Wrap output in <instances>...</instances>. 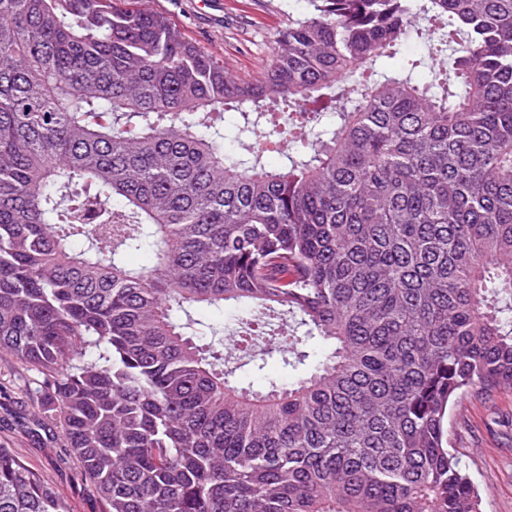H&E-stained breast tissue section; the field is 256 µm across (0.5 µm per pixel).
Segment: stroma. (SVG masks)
I'll return each instance as SVG.
<instances>
[{
    "label": "stroma",
    "instance_id": "obj_1",
    "mask_svg": "<svg viewBox=\"0 0 512 512\" xmlns=\"http://www.w3.org/2000/svg\"><path fill=\"white\" fill-rule=\"evenodd\" d=\"M167 15L230 72L250 79L271 57L290 21L309 16L310 0H140ZM39 372L0 354V446L40 473L71 512H102L79 465L64 448L62 424L31 388ZM448 444L481 496V512H512V388H472L448 413Z\"/></svg>",
    "mask_w": 512,
    "mask_h": 512
}]
</instances>
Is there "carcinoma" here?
<instances>
[{"label": "carcinoma", "mask_w": 512, "mask_h": 512, "mask_svg": "<svg viewBox=\"0 0 512 512\" xmlns=\"http://www.w3.org/2000/svg\"><path fill=\"white\" fill-rule=\"evenodd\" d=\"M311 2L244 80L134 0H0V351L104 512H480L447 420L512 387V0ZM434 36L439 89L374 78ZM226 304L334 350L241 387ZM0 512L70 509L0 446ZM194 317L202 319L206 323L213 324V327L217 330L218 339L220 336H232L236 334L239 329V316L238 313L227 306L223 310L211 309L201 310L194 313Z\"/></svg>", "instance_id": "1"}]
</instances>
